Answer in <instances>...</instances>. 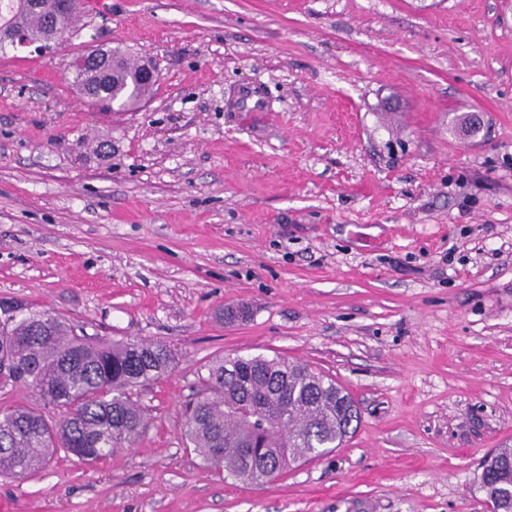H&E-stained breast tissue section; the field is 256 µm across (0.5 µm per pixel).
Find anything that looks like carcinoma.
<instances>
[{
  "instance_id": "obj_1",
  "label": "carcinoma",
  "mask_w": 512,
  "mask_h": 512,
  "mask_svg": "<svg viewBox=\"0 0 512 512\" xmlns=\"http://www.w3.org/2000/svg\"><path fill=\"white\" fill-rule=\"evenodd\" d=\"M0 32L21 28L39 40L55 19V43L72 38L78 9L58 13L57 0L31 12L25 0H8ZM90 60L72 70L81 95L107 105L132 107L155 82L119 50L117 63ZM0 301V388L28 386L38 408L18 405L0 414V473L26 476L44 468L60 450L86 465L101 462L145 429L132 388L166 375L175 354L160 341L112 340L78 334L49 314L15 313ZM203 392L185 413V446L235 481L263 485L280 473L333 452L358 419L354 400L331 377L309 365L276 356H225L206 365ZM480 489L492 512H512V447L492 450L481 463Z\"/></svg>"
}]
</instances>
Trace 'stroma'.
Wrapping results in <instances>:
<instances>
[{
	"instance_id": "obj_1",
	"label": "stroma",
	"mask_w": 512,
	"mask_h": 512,
	"mask_svg": "<svg viewBox=\"0 0 512 512\" xmlns=\"http://www.w3.org/2000/svg\"><path fill=\"white\" fill-rule=\"evenodd\" d=\"M82 20L46 54L0 52V300L182 357L134 388L133 445L0 476V500L489 512L480 462L512 445V0H112ZM113 47L158 75L122 111L69 68ZM229 354L330 375L356 432L264 485L224 479L182 433Z\"/></svg>"
}]
</instances>
